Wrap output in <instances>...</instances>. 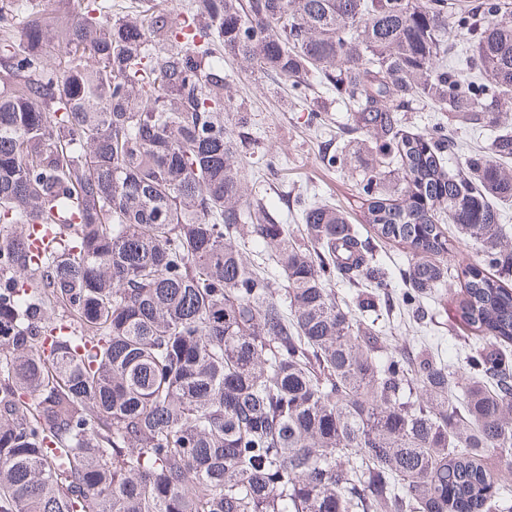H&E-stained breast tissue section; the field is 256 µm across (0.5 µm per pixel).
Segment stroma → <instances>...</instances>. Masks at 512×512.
I'll use <instances>...</instances> for the list:
<instances>
[{
    "label": "stroma",
    "instance_id": "1",
    "mask_svg": "<svg viewBox=\"0 0 512 512\" xmlns=\"http://www.w3.org/2000/svg\"><path fill=\"white\" fill-rule=\"evenodd\" d=\"M230 92L235 102L245 103L250 121V140L243 149L244 162L255 177L253 188L271 208L281 212L285 224L296 227L299 215L294 199L304 196L347 204L360 167L348 165L328 169L321 166L318 149L326 134L336 136L337 150L347 149L353 135L347 130L350 118L342 105L331 104L325 112L324 128L308 122L306 101L287 81L268 77L225 62ZM277 154L276 168H268L270 154Z\"/></svg>",
    "mask_w": 512,
    "mask_h": 512
}]
</instances>
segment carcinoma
<instances>
[{
    "label": "carcinoma",
    "mask_w": 512,
    "mask_h": 512,
    "mask_svg": "<svg viewBox=\"0 0 512 512\" xmlns=\"http://www.w3.org/2000/svg\"><path fill=\"white\" fill-rule=\"evenodd\" d=\"M64 4L0 0V512H509L512 4ZM220 51L349 107L357 192L297 197L299 238L249 188ZM416 105L441 122L408 130ZM465 128L494 137L452 166ZM379 242L408 324L454 271L462 414L448 364L333 288L393 309ZM376 255L380 262H382L390 271L393 279V294H399L405 288L404 280H402V270L407 267L408 256L402 248L391 244L378 243L376 246Z\"/></svg>",
    "instance_id": "1"
}]
</instances>
